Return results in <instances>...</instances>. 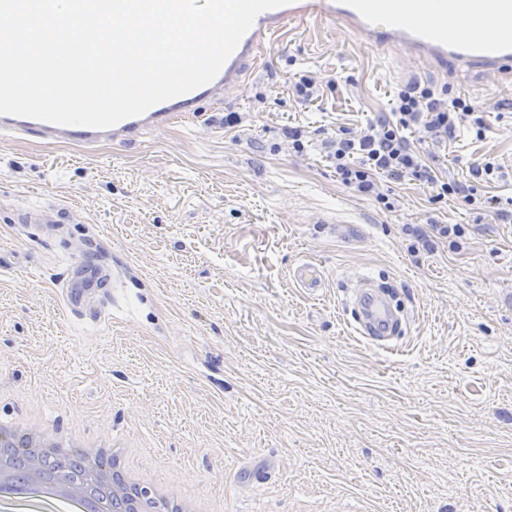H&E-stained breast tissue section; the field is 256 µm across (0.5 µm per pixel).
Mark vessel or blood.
<instances>
[{
    "label": "vessel or blood",
    "instance_id": "obj_1",
    "mask_svg": "<svg viewBox=\"0 0 512 512\" xmlns=\"http://www.w3.org/2000/svg\"><path fill=\"white\" fill-rule=\"evenodd\" d=\"M306 18L340 21L354 34L396 46L404 57L415 60H449L497 77L512 66V0H293L260 13L211 82L143 115L106 129L0 115V131L34 136L46 144L131 142L145 129L169 126L189 104L239 88L250 77L261 48L286 34L289 23ZM113 284V272L101 261L74 260L63 282L65 305L71 313L97 320L99 302L108 297ZM346 285L357 333L389 349L402 328L401 313L390 295L362 273L349 275Z\"/></svg>",
    "mask_w": 512,
    "mask_h": 512
}]
</instances>
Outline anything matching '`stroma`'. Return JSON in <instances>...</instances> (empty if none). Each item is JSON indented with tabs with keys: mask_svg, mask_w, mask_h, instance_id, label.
Instances as JSON below:
<instances>
[{
	"mask_svg": "<svg viewBox=\"0 0 512 512\" xmlns=\"http://www.w3.org/2000/svg\"><path fill=\"white\" fill-rule=\"evenodd\" d=\"M304 75L307 102L290 91ZM411 82L478 105L483 138L424 144L500 215L430 203L408 178L381 182L389 212L339 182L324 140L360 134ZM489 159L502 179L474 181ZM33 205L83 221L20 227ZM438 224L464 225L459 248ZM86 257L126 297L94 322L61 293ZM305 262L312 291L293 277ZM349 269L411 314L398 353L357 334ZM18 413L132 439L173 492L222 484L223 512H512V74L409 62L308 19L228 98L133 143L0 134V418Z\"/></svg>",
	"mask_w": 512,
	"mask_h": 512,
	"instance_id": "35a3bbf8",
	"label": "stroma"
}]
</instances>
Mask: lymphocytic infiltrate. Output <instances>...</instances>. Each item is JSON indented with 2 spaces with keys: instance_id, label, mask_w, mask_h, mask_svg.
Listing matches in <instances>:
<instances>
[{
  "instance_id": "1",
  "label": "lymphocytic infiltrate",
  "mask_w": 512,
  "mask_h": 512,
  "mask_svg": "<svg viewBox=\"0 0 512 512\" xmlns=\"http://www.w3.org/2000/svg\"><path fill=\"white\" fill-rule=\"evenodd\" d=\"M464 127L474 130L476 137L484 135L485 122L477 117L473 101L461 96L441 98L431 88L410 83L398 91L391 112L368 124L359 137L340 133L326 140L324 147L341 184L373 198L387 211H395L397 200L380 190V179L407 177L429 184L433 202L453 196L465 205L494 211L495 197L480 196L476 189L439 175L437 157L411 147L406 137L414 129L434 140L451 141Z\"/></svg>"
}]
</instances>
